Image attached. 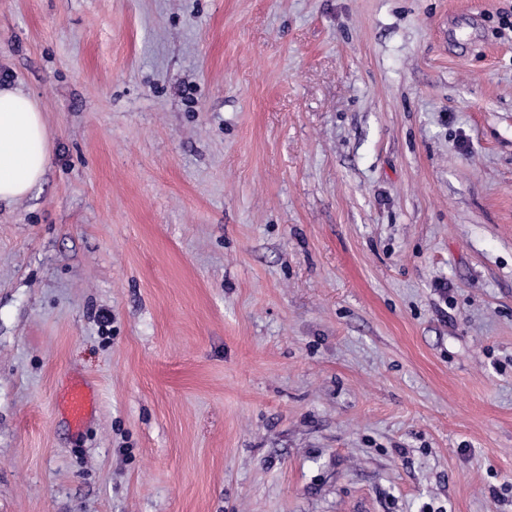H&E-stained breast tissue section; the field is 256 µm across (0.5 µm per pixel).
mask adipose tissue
<instances>
[{
	"instance_id": "1",
	"label": "adipose tissue",
	"mask_w": 512,
	"mask_h": 512,
	"mask_svg": "<svg viewBox=\"0 0 512 512\" xmlns=\"http://www.w3.org/2000/svg\"><path fill=\"white\" fill-rule=\"evenodd\" d=\"M47 163L48 132L38 103L13 82H0V203L26 196Z\"/></svg>"
}]
</instances>
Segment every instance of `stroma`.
<instances>
[{
	"label": "stroma",
	"instance_id": "1",
	"mask_svg": "<svg viewBox=\"0 0 512 512\" xmlns=\"http://www.w3.org/2000/svg\"><path fill=\"white\" fill-rule=\"evenodd\" d=\"M4 77L0 512H512V0H0ZM47 163L48 132L38 103L9 79L0 81V204L26 196ZM64 413L70 425L80 429L94 410L92 390L84 381H74L64 395Z\"/></svg>",
	"mask_w": 512,
	"mask_h": 512
}]
</instances>
